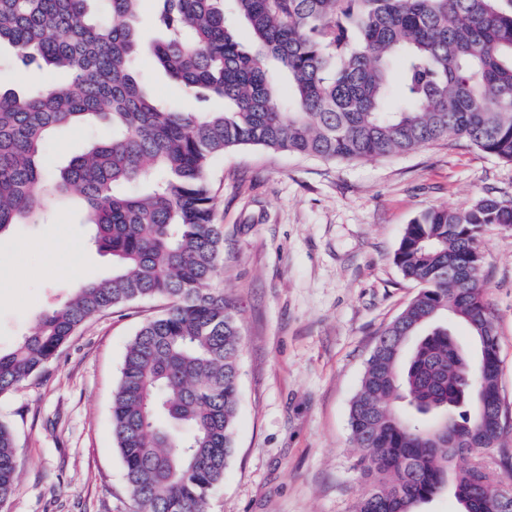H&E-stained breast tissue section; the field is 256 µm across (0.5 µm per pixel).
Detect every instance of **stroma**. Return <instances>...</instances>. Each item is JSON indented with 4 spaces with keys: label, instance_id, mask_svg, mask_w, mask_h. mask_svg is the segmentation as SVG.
<instances>
[{
    "label": "stroma",
    "instance_id": "1",
    "mask_svg": "<svg viewBox=\"0 0 512 512\" xmlns=\"http://www.w3.org/2000/svg\"><path fill=\"white\" fill-rule=\"evenodd\" d=\"M135 71L154 98L188 107L151 56H139ZM104 134L100 126L58 129L48 168ZM209 178L224 230L216 285L239 320L242 357L234 453L208 512H351L370 488L355 468L351 402L381 331L418 291L394 262L404 229L430 208L512 199V163L463 141L356 162L247 147L215 159ZM91 234L71 201L0 238L1 349L111 269ZM480 247L499 389L512 410V231L489 227ZM161 309L141 300L100 313L44 372L0 399V419L16 428L19 472L0 512H131L112 394L128 342Z\"/></svg>",
    "mask_w": 512,
    "mask_h": 512
}]
</instances>
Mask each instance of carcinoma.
Returning <instances> with one entry per match:
<instances>
[{
	"label": "carcinoma",
	"mask_w": 512,
	"mask_h": 512,
	"mask_svg": "<svg viewBox=\"0 0 512 512\" xmlns=\"http://www.w3.org/2000/svg\"><path fill=\"white\" fill-rule=\"evenodd\" d=\"M0 0V47L19 73L68 76L0 90V237L79 200L112 272L75 289L0 351V399L44 369L88 319L165 303L129 342L112 433L132 512H207L234 452L240 325L224 290V235L207 172L217 155L260 147L327 161L404 155L464 140L512 162V9L501 0H154L161 38L141 42V0ZM245 26L251 44L237 39ZM149 53L199 103H158L137 77ZM98 124L106 137L56 172L52 133ZM512 231V201L432 208L394 254L421 285L382 331L349 423L370 491L352 512H419L450 487L462 512H496L503 482L484 453L509 425L498 336L480 278L481 239ZM464 325L465 350L453 330ZM14 427L0 419V506L18 479ZM467 463L456 466V460Z\"/></svg>",
	"instance_id": "obj_1"
}]
</instances>
